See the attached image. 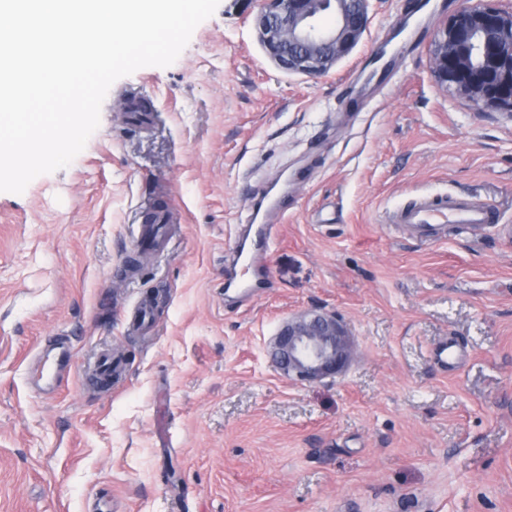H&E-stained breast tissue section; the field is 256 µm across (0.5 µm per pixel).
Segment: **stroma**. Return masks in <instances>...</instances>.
I'll return each instance as SVG.
<instances>
[{
    "label": "stroma",
    "instance_id": "35a3bbf8",
    "mask_svg": "<svg viewBox=\"0 0 512 512\" xmlns=\"http://www.w3.org/2000/svg\"><path fill=\"white\" fill-rule=\"evenodd\" d=\"M438 2L371 100L353 81L415 0H371L321 76L270 60L252 0H220L173 64L110 87L70 165L0 192V512H512V117L435 82V33L465 0ZM279 176L267 283L225 298L238 217ZM444 192L499 223L435 243L387 223ZM146 203L168 244L130 273ZM314 307L355 354L295 383L267 343ZM105 346L124 374L100 388Z\"/></svg>",
    "mask_w": 512,
    "mask_h": 512
}]
</instances>
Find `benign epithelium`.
Listing matches in <instances>:
<instances>
[{"label":"benign epithelium","instance_id":"1","mask_svg":"<svg viewBox=\"0 0 512 512\" xmlns=\"http://www.w3.org/2000/svg\"><path fill=\"white\" fill-rule=\"evenodd\" d=\"M254 23L282 69L321 76L361 41L371 0H257ZM436 82L481 109L512 115V7L473 0L446 21L432 49ZM353 342L341 318L314 308L281 325L271 358L291 380L317 383L346 371Z\"/></svg>","mask_w":512,"mask_h":512}]
</instances>
